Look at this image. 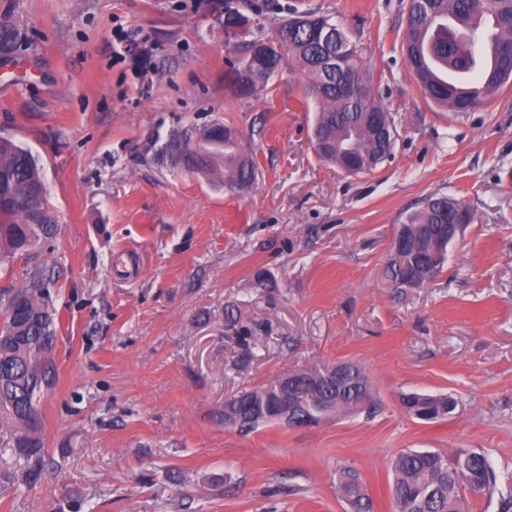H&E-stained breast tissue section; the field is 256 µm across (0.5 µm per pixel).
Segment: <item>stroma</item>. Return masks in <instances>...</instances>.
<instances>
[{
	"label": "stroma",
	"mask_w": 512,
	"mask_h": 512,
	"mask_svg": "<svg viewBox=\"0 0 512 512\" xmlns=\"http://www.w3.org/2000/svg\"><path fill=\"white\" fill-rule=\"evenodd\" d=\"M253 2L265 31L292 11L343 27L395 120L392 159L358 176L323 162L291 66L237 98L224 0H0L26 35L0 56V136L38 157L60 228L38 257L59 318L49 464L26 485L0 427V512H344L345 467L393 512L394 456L466 448L499 476L471 512H512V82L466 112L434 104L406 60L407 0ZM120 30L147 56L113 64ZM224 118L253 150L250 189L155 163L173 134ZM435 194L473 221L443 272L394 294L392 238ZM231 304L250 347L224 328ZM342 360L371 378L375 415L224 425L226 398ZM408 391L459 406L427 423Z\"/></svg>",
	"instance_id": "stroma-1"
}]
</instances>
